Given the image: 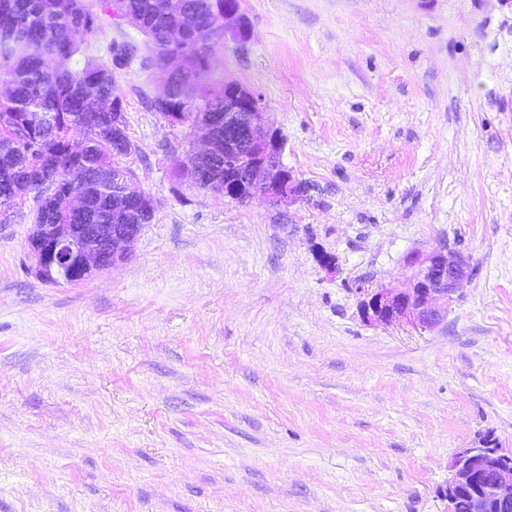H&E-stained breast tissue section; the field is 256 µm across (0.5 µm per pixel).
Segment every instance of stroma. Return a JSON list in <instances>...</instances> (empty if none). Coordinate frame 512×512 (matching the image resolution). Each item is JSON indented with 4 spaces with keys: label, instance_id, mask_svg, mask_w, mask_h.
Listing matches in <instances>:
<instances>
[{
    "label": "stroma",
    "instance_id": "stroma-1",
    "mask_svg": "<svg viewBox=\"0 0 512 512\" xmlns=\"http://www.w3.org/2000/svg\"><path fill=\"white\" fill-rule=\"evenodd\" d=\"M207 83L261 99L305 185L241 203L175 169L188 126L115 70L154 219L114 268L36 277L33 195L0 224V512H448L453 456L512 451V8L240 0ZM103 18L84 53L141 40ZM469 265L445 320L364 321L407 259Z\"/></svg>",
    "mask_w": 512,
    "mask_h": 512
}]
</instances>
